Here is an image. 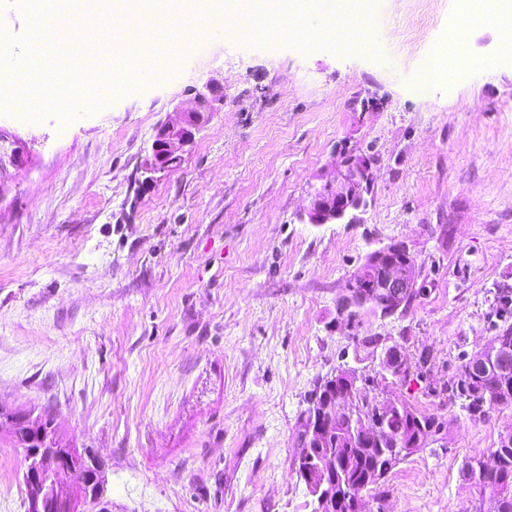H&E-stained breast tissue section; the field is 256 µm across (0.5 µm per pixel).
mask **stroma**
I'll use <instances>...</instances> for the list:
<instances>
[{"mask_svg":"<svg viewBox=\"0 0 512 512\" xmlns=\"http://www.w3.org/2000/svg\"><path fill=\"white\" fill-rule=\"evenodd\" d=\"M372 50L285 42L264 25L204 34L177 63L130 77L62 64L78 99L0 107V404L48 414L105 476L109 512H312L298 477L296 423L315 381L339 367L383 380L378 398L447 418L437 441L398 465L368 512H473L460 472L512 430V405L476 422L429 395L493 336L496 285H512V59L488 0H367ZM32 9L0 0V82L22 89ZM470 66L431 81L435 46ZM218 82L224 102L180 162L145 177L157 126ZM348 157L372 167L358 224H309L311 195ZM406 245L424 290L406 310L341 319L337 303L366 255ZM376 349L363 346L364 337ZM425 379L388 376L379 349ZM0 448V512H25L23 451Z\"/></svg>","mask_w":512,"mask_h":512,"instance_id":"stroma-1","label":"stroma"}]
</instances>
